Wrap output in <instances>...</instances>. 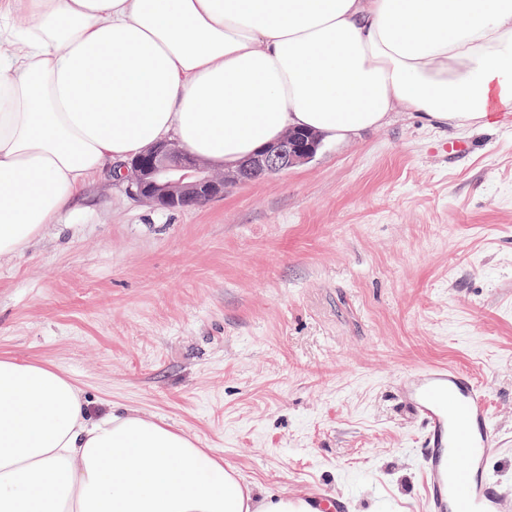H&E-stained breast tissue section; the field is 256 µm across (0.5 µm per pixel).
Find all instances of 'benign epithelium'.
Segmentation results:
<instances>
[{"label":"benign epithelium","mask_w":512,"mask_h":512,"mask_svg":"<svg viewBox=\"0 0 512 512\" xmlns=\"http://www.w3.org/2000/svg\"><path fill=\"white\" fill-rule=\"evenodd\" d=\"M317 139L305 144L290 131L260 155L240 163L236 170L214 172L200 165L175 142L155 145L144 158L124 166L128 190L139 200L192 206L224 195V187L253 181L261 173L272 174L309 161Z\"/></svg>","instance_id":"benign-epithelium-1"}]
</instances>
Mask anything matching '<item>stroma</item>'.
Listing matches in <instances>:
<instances>
[{"label":"stroma","mask_w":512,"mask_h":512,"mask_svg":"<svg viewBox=\"0 0 512 512\" xmlns=\"http://www.w3.org/2000/svg\"><path fill=\"white\" fill-rule=\"evenodd\" d=\"M0 356L197 439L257 497L318 488L358 512H426L396 388L449 361L488 391L512 484V113L394 112L187 210L100 176L0 257Z\"/></svg>","instance_id":"obj_1"}]
</instances>
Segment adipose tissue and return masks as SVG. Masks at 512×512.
I'll list each match as a JSON object with an SVG mask.
<instances>
[{
  "label": "adipose tissue",
  "instance_id": "ef3b65f1",
  "mask_svg": "<svg viewBox=\"0 0 512 512\" xmlns=\"http://www.w3.org/2000/svg\"><path fill=\"white\" fill-rule=\"evenodd\" d=\"M512 112V0H0V256L177 141L227 167L290 128ZM0 512H311L55 367L0 358Z\"/></svg>",
  "mask_w": 512,
  "mask_h": 512
}]
</instances>
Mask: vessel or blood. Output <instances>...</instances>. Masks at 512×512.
<instances>
[{"label":"vessel or blood","instance_id":"obj_1","mask_svg":"<svg viewBox=\"0 0 512 512\" xmlns=\"http://www.w3.org/2000/svg\"><path fill=\"white\" fill-rule=\"evenodd\" d=\"M398 389L421 427L427 512H502L508 488L492 467L499 448L485 389L449 362L426 363Z\"/></svg>","mask_w":512,"mask_h":512}]
</instances>
